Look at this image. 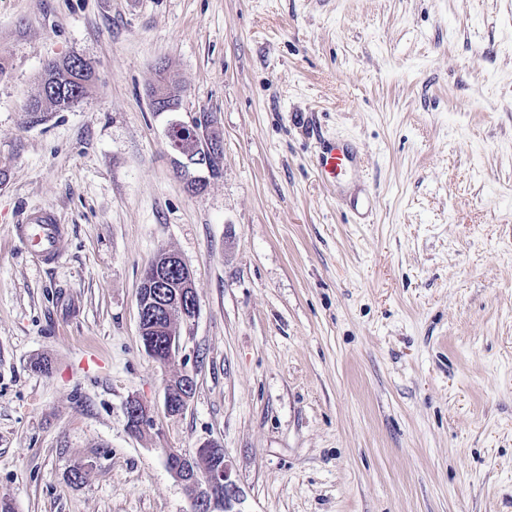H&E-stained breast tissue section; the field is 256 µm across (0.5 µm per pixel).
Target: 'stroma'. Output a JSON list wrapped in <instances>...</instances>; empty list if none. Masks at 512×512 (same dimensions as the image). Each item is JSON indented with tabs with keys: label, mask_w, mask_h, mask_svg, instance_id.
I'll return each instance as SVG.
<instances>
[{
	"label": "stroma",
	"mask_w": 512,
	"mask_h": 512,
	"mask_svg": "<svg viewBox=\"0 0 512 512\" xmlns=\"http://www.w3.org/2000/svg\"><path fill=\"white\" fill-rule=\"evenodd\" d=\"M72 54L90 95L28 112ZM162 61L175 114L149 106ZM0 66L13 512H191L164 451L206 443L234 512H512V0H0ZM194 112L223 139L196 193L166 139ZM323 137L361 167L325 183ZM40 209L67 227L50 267L11 234ZM161 250L197 301L167 366L137 309Z\"/></svg>",
	"instance_id": "35a3bbf8"
}]
</instances>
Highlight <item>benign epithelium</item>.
Masks as SVG:
<instances>
[{
    "label": "benign epithelium",
    "mask_w": 512,
    "mask_h": 512,
    "mask_svg": "<svg viewBox=\"0 0 512 512\" xmlns=\"http://www.w3.org/2000/svg\"><path fill=\"white\" fill-rule=\"evenodd\" d=\"M163 76L149 91V103L154 112H171L173 108L164 106V101L172 89L170 82L175 76L169 69L162 68ZM166 136L170 149L191 164L210 166L209 159L223 149L222 137L214 132L210 120L202 114H194L189 120H173L169 123ZM165 263H150L144 270L140 288L154 290V307H138L140 335L154 329L158 318L168 310V304L174 303L183 312L185 320H191L196 314V299L192 292V274L182 258L173 253H164ZM127 427L134 435H140L153 426L154 420L148 408L143 412L126 409ZM212 446L203 445L195 453H183L176 448L164 449L170 473L182 484L191 499L193 512H213L217 503L224 505V512H232L230 505L235 493V484L231 479L232 469L226 459H221L207 469L202 470L198 478L186 481L180 476V467L184 463L209 458Z\"/></svg>",
    "instance_id": "obj_1"
}]
</instances>
